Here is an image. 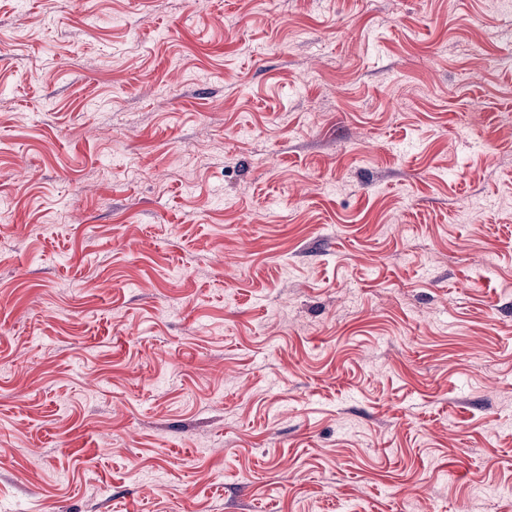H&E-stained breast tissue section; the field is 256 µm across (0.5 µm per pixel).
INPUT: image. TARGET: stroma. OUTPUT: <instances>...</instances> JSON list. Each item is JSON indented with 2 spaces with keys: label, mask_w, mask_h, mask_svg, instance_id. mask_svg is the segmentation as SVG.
I'll use <instances>...</instances> for the list:
<instances>
[{
  "label": "stroma",
  "mask_w": 512,
  "mask_h": 512,
  "mask_svg": "<svg viewBox=\"0 0 512 512\" xmlns=\"http://www.w3.org/2000/svg\"><path fill=\"white\" fill-rule=\"evenodd\" d=\"M0 512H512V15L0 0Z\"/></svg>",
  "instance_id": "1"
}]
</instances>
